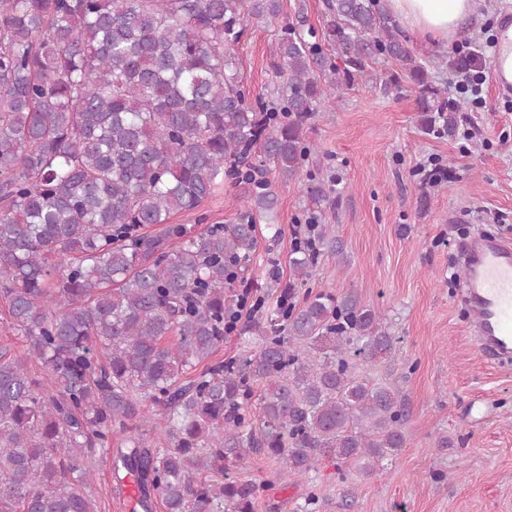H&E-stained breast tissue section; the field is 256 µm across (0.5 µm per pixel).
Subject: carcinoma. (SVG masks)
I'll list each match as a JSON object with an SVG mask.
<instances>
[{
  "label": "carcinoma",
  "mask_w": 512,
  "mask_h": 512,
  "mask_svg": "<svg viewBox=\"0 0 512 512\" xmlns=\"http://www.w3.org/2000/svg\"><path fill=\"white\" fill-rule=\"evenodd\" d=\"M281 13V0H0V302L27 343L0 345V512H98L93 448L117 482L137 476L143 512L157 498L165 512H255L265 485L227 476L250 454L306 478L296 512H322L319 461L343 484L404 447L405 398L363 370L413 366L353 290L290 288L292 304L244 327L256 348L215 358L227 262L248 287L252 217L277 204L252 172L299 177L324 86L407 84L422 128L451 137L462 105L428 68L466 59L417 61L382 0H325L321 31L300 14L282 24L283 84L252 103L233 50L248 21ZM235 169L251 219L171 223ZM332 191L304 187L318 210ZM315 259L294 249L288 266L308 278Z\"/></svg>",
  "instance_id": "1"
}]
</instances>
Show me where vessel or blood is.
<instances>
[{
    "label": "vessel or blood",
    "mask_w": 512,
    "mask_h": 512,
    "mask_svg": "<svg viewBox=\"0 0 512 512\" xmlns=\"http://www.w3.org/2000/svg\"><path fill=\"white\" fill-rule=\"evenodd\" d=\"M464 278L458 290L480 352L512 361V243L476 237L460 251Z\"/></svg>",
    "instance_id": "obj_1"
}]
</instances>
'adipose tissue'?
<instances>
[{"label":"adipose tissue","mask_w":512,"mask_h":512,"mask_svg":"<svg viewBox=\"0 0 512 512\" xmlns=\"http://www.w3.org/2000/svg\"><path fill=\"white\" fill-rule=\"evenodd\" d=\"M391 10L411 28L448 40L462 34L474 0H389Z\"/></svg>","instance_id":"ef3b65f1"}]
</instances>
